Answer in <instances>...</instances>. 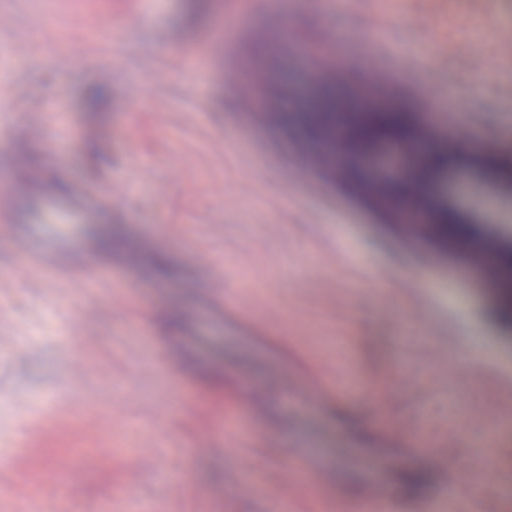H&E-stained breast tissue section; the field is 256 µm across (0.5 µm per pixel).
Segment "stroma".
Here are the masks:
<instances>
[{
  "label": "stroma",
  "instance_id": "obj_1",
  "mask_svg": "<svg viewBox=\"0 0 512 512\" xmlns=\"http://www.w3.org/2000/svg\"><path fill=\"white\" fill-rule=\"evenodd\" d=\"M71 3L0 0V48L19 53L38 22L49 28L30 65L8 70L19 119L0 149V453L62 428L79 493L61 495L60 512H274L292 448L306 493L288 512H368L414 468L433 484L398 512L504 498L512 335L492 318L500 281L310 167L329 149L300 120L330 93L354 113L417 112L430 137L399 178L419 152L443 151L441 181L414 195L448 188L482 236L512 238V196L457 163L475 135L512 165V12L448 0L430 26L422 0H212L192 23L185 0L80 20ZM319 65L334 80L313 81ZM245 84L261 109L265 88L279 89L287 124L255 122ZM91 85L111 93L101 121L82 105ZM428 96L444 109H424ZM109 223L176 274L91 251ZM189 356L223 358V396ZM56 462L0 473V512L38 505ZM472 483L477 495L455 499Z\"/></svg>",
  "mask_w": 512,
  "mask_h": 512
}]
</instances>
